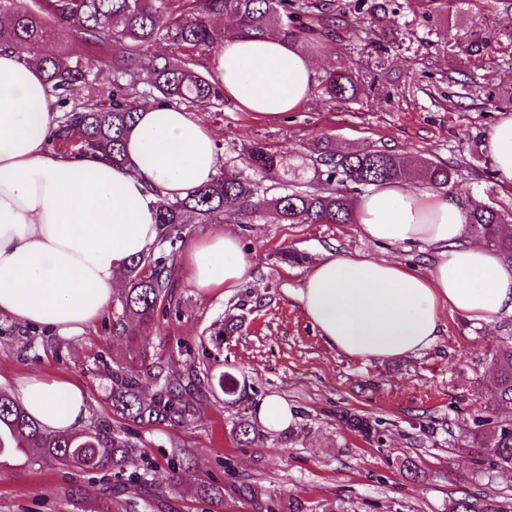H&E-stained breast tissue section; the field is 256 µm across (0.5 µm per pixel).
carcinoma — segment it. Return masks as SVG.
I'll use <instances>...</instances> for the list:
<instances>
[{
  "label": "carcinoma",
  "instance_id": "obj_1",
  "mask_svg": "<svg viewBox=\"0 0 512 512\" xmlns=\"http://www.w3.org/2000/svg\"><path fill=\"white\" fill-rule=\"evenodd\" d=\"M459 0H0V48L38 59L48 92L61 106L52 139L71 144L77 153L97 152L118 163L134 125L135 112L165 104L187 109L202 101L224 102V91L206 75L205 56L220 49L231 32L279 35L294 43L316 37L334 39L348 26L347 13L365 12L381 21L401 10L427 21L448 16ZM448 56H464L477 67L501 63L496 49L478 36L464 40L436 32ZM75 41L89 54L72 56L61 45ZM121 42L125 54L109 56ZM170 52L144 58L156 42ZM98 86L99 101L70 103L80 87ZM328 102H360L368 96L366 82L349 67L325 72L318 85ZM240 164H224L217 178L185 199L159 197L158 224L163 242L180 238L182 224H222L252 213L270 216L278 224H351L356 199L371 186L418 175L428 188L445 193L463 191L458 169L444 162L410 161L386 149L342 154L318 151L309 156L313 177L298 178L297 167L264 142H252L238 154ZM262 176L243 174L239 165ZM272 185L265 187L262 181ZM466 226L486 245L512 257V237L499 232L505 213L482 204L468 207ZM166 258L141 256L126 270L127 287L114 295L110 333L126 339L128 357L112 368V407L132 420L162 418L187 422L180 405L181 374L170 360L150 353L140 329L156 320L172 281ZM496 401L512 403V336L492 353ZM151 378L158 394L141 392L142 378ZM345 423L365 442L381 441L377 424L346 411ZM467 452L492 467H512V424L491 415H477ZM240 446L260 438L247 419L234 429ZM23 457L30 467L45 460L86 473L118 478L136 462L129 438L106 428L70 434L54 433L29 418L6 392L0 391V466ZM452 512H501L491 503L478 504L466 494L452 501Z\"/></svg>",
  "mask_w": 512,
  "mask_h": 512
}]
</instances>
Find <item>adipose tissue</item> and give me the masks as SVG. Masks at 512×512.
Returning a JSON list of instances; mask_svg holds the SVG:
<instances>
[{
    "instance_id": "ef3b65f1",
    "label": "adipose tissue",
    "mask_w": 512,
    "mask_h": 512,
    "mask_svg": "<svg viewBox=\"0 0 512 512\" xmlns=\"http://www.w3.org/2000/svg\"><path fill=\"white\" fill-rule=\"evenodd\" d=\"M212 65L226 98L270 118L295 111L316 86L314 60L275 35L228 37ZM56 118L39 65L0 50V319L77 336L109 311L118 271L158 242V197L193 195L223 162L212 132L182 108L139 112L118 164L51 151ZM486 148L498 182L512 187V115ZM355 221L373 241L426 245L435 258L421 270L346 253L313 265L293 297L336 352L399 359L434 344L443 310L486 326L512 315V261L464 240L452 195L390 184L360 198ZM185 265L197 287L228 290L251 262L228 233L192 244ZM16 400L53 431L82 430L89 416L70 380L23 379Z\"/></svg>"
}]
</instances>
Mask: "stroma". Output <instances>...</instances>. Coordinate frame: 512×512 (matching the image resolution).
<instances>
[{
	"mask_svg": "<svg viewBox=\"0 0 512 512\" xmlns=\"http://www.w3.org/2000/svg\"><path fill=\"white\" fill-rule=\"evenodd\" d=\"M341 41L316 39L300 49L320 69L360 68L377 58L379 90L366 105L328 103L311 95L296 111L265 119L233 101L197 103L195 120L208 126L225 153L262 141L297 165L318 147L338 152L387 149L455 165L469 189L460 206L474 199L512 215V188L493 176L485 138L500 111L492 99L512 89V61L493 69L480 93L465 95L453 83L466 69L429 46L425 28L403 39L404 17L381 22L350 14ZM437 29L459 37L471 28L491 41L512 33V10L498 0H461ZM233 232L251 262L247 278L229 294L197 288L184 258L197 239ZM154 255L173 256V285L157 324L143 332L162 357L178 360L183 373L182 402L191 415L184 425L162 419L132 422L112 408V369L126 353L123 339L110 334V317L80 336L47 327L0 321V390L14 393L18 380L66 377L87 394L88 427L127 432L151 470V487L126 484L122 494H96L84 506L65 494L86 474L46 463L22 461L0 470V512H126L129 501L152 500L155 512H448L462 491L512 512V469L477 464L463 446L472 417L492 396L489 354L512 336V316L493 327L475 325L444 311L442 331L428 349L389 361L361 360L329 348L292 298L308 269L328 253L390 258L424 267L431 249L401 250L361 235L353 224H277L269 217L224 224L186 225L176 245L157 244ZM297 255L281 261V252ZM241 326L221 344L213 332L224 317ZM233 375L235 394L210 386L220 373ZM269 395L286 399L294 413L289 429H262L256 445L238 447L232 435L243 417ZM349 411L379 421L383 445L356 437L339 418ZM413 458L419 477L399 469ZM178 475L169 487V471ZM217 497L204 498L200 484Z\"/></svg>",
	"mask_w": 512,
	"mask_h": 512,
	"instance_id": "35a3bbf8",
	"label": "stroma"
}]
</instances>
